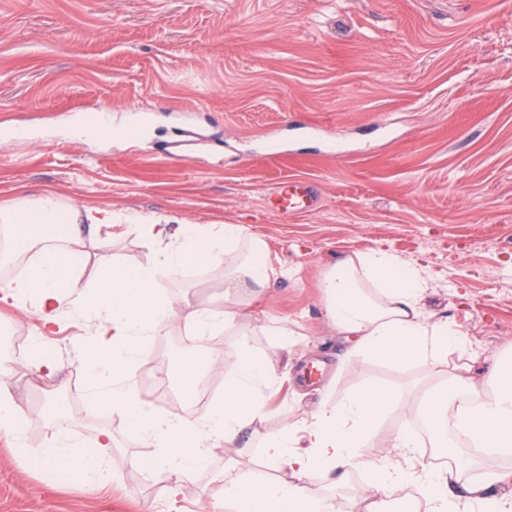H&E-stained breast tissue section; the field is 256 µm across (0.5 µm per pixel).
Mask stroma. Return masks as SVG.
Here are the masks:
<instances>
[{"label":"stroma","mask_w":512,"mask_h":512,"mask_svg":"<svg viewBox=\"0 0 512 512\" xmlns=\"http://www.w3.org/2000/svg\"><path fill=\"white\" fill-rule=\"evenodd\" d=\"M111 114L122 133L71 138L68 124ZM196 117L214 137V161L163 153L170 128ZM322 138L294 159L263 156L296 116ZM0 203L42 189L78 207H109L146 218L245 224L290 269L247 314L209 339L270 363L276 393L255 427L278 429L366 385L398 402L372 435L386 453L427 372L376 360L349 363L347 342L320 320V281L336 261L370 250L420 268L430 312L448 317L486 381L512 346V0H0ZM299 176L320 190L319 208L284 219L267 204L280 182ZM80 249L84 275L102 258L136 267L154 251L126 225L101 227ZM194 304L218 302L224 268L200 262L163 282ZM292 336L289 350L271 326ZM40 327L30 310L0 306V358L16 374L31 455L56 436L115 445L98 488L75 476L47 477L0 434V512H229L212 489L224 464L285 483L260 445L212 448L206 466L169 500L151 469L155 450L112 410L92 404L72 344L81 324L49 341L61 362L51 378L32 372L16 338ZM175 342L148 344L133 373L141 398L174 415L144 376L168 370L179 390ZM141 459V467L130 464ZM365 473L312 472L307 488L360 512Z\"/></svg>","instance_id":"stroma-1"}]
</instances>
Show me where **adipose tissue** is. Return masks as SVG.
Here are the masks:
<instances>
[{
    "instance_id": "obj_1",
    "label": "adipose tissue",
    "mask_w": 512,
    "mask_h": 512,
    "mask_svg": "<svg viewBox=\"0 0 512 512\" xmlns=\"http://www.w3.org/2000/svg\"><path fill=\"white\" fill-rule=\"evenodd\" d=\"M62 224L64 237L44 235L43 225ZM125 224L155 249L152 262L123 267L102 259L94 281L82 282L78 225ZM26 260L27 272L0 280V302L18 307L34 302L35 314L46 332L68 321L82 323L84 334L76 350L92 398L127 421L131 429L157 453L149 465L169 478L170 496L179 483L191 478L217 444H234L243 431L264 413L275 379L269 364L230 348L205 357L182 360L179 375L185 391H192L204 371L223 367L232 374L224 394L202 420L164 417L140 397L132 367L142 354L145 339L164 335L176 322L198 336L226 328L249 307L258 291L281 276L262 237L242 224L180 223L168 233L166 222L109 208L80 210L63 204L50 190L36 199L17 198L0 206V264ZM224 266V305H180L161 290L162 279L200 261ZM323 311L329 326L349 344L348 356L380 360L392 365L419 363L434 368L450 353L464 352L466 342L448 320L433 319L423 299L427 284L420 270L402 265L396 256L371 250L336 264L320 285ZM14 373L0 362V430L11 439L18 456L28 450L23 426L12 400ZM391 403L389 392L366 386L332 407H321L304 422L282 424L261 434L260 443L276 466L288 468L289 483H271L262 475L246 476L236 466L224 469L216 495L233 503L235 512H336L335 497H311L305 487L316 470L363 467L368 512H383L381 494L400 487L415 488L425 512H512V472H490L453 497V480L470 469L472 459L456 448L452 438L462 434L476 448L490 453L512 452V360L501 364L491 391L472 377L448 374L444 388L429 395L424 417L436 447L451 464L445 468L418 460L416 434L401 428L387 454L369 451L373 429ZM112 436L101 432L93 448L77 452L62 440L51 441L35 460L49 474L77 472L96 484L112 452ZM494 485L504 494L491 493Z\"/></svg>"
}]
</instances>
